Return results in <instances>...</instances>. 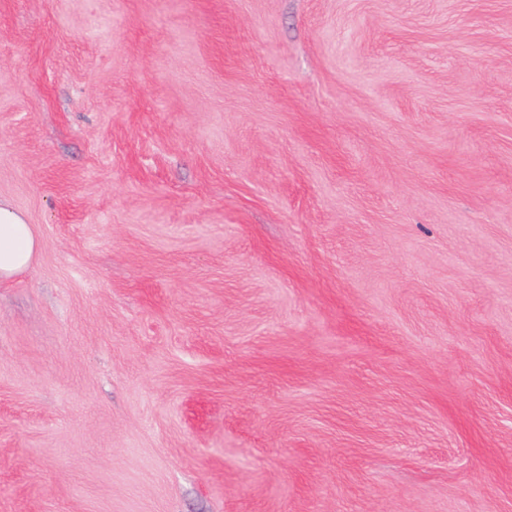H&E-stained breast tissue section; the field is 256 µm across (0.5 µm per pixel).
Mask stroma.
Instances as JSON below:
<instances>
[{
  "mask_svg": "<svg viewBox=\"0 0 512 512\" xmlns=\"http://www.w3.org/2000/svg\"><path fill=\"white\" fill-rule=\"evenodd\" d=\"M0 512H512V0H0ZM42 242L34 226L10 204L0 200V279L28 269Z\"/></svg>",
  "mask_w": 512,
  "mask_h": 512,
  "instance_id": "1",
  "label": "stroma"
}]
</instances>
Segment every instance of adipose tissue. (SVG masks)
I'll use <instances>...</instances> for the list:
<instances>
[{"label": "adipose tissue", "instance_id": "1", "mask_svg": "<svg viewBox=\"0 0 512 512\" xmlns=\"http://www.w3.org/2000/svg\"><path fill=\"white\" fill-rule=\"evenodd\" d=\"M41 247V239L26 217L0 201V279L28 269Z\"/></svg>", "mask_w": 512, "mask_h": 512}]
</instances>
